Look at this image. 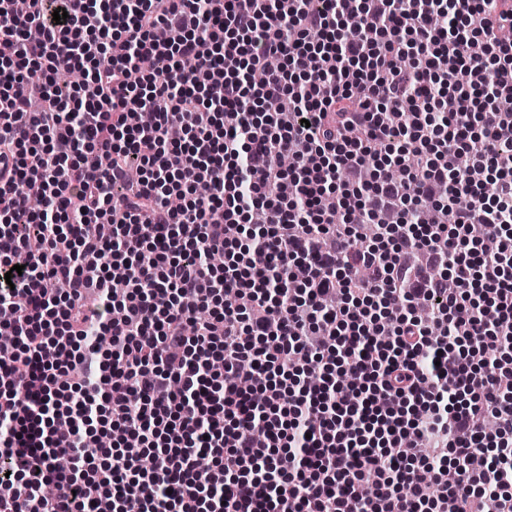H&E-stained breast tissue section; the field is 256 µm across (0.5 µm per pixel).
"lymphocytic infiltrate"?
Masks as SVG:
<instances>
[{"label": "lymphocytic infiltrate", "instance_id": "obj_1", "mask_svg": "<svg viewBox=\"0 0 512 512\" xmlns=\"http://www.w3.org/2000/svg\"><path fill=\"white\" fill-rule=\"evenodd\" d=\"M504 27L0 0V512H512Z\"/></svg>", "mask_w": 512, "mask_h": 512}]
</instances>
